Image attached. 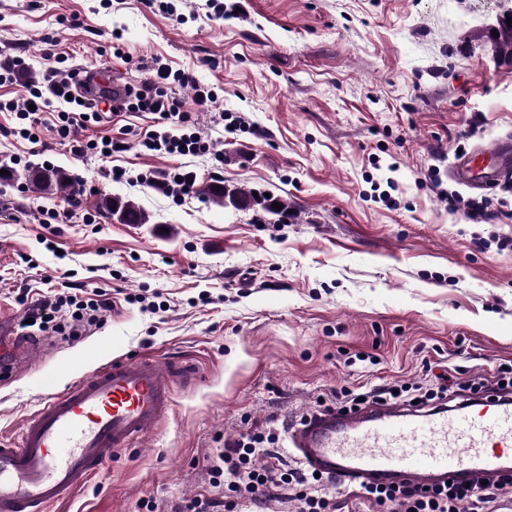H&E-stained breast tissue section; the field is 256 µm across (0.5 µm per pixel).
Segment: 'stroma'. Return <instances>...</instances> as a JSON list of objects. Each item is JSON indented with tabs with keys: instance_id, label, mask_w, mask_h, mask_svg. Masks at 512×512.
<instances>
[{
	"instance_id": "stroma-1",
	"label": "stroma",
	"mask_w": 512,
	"mask_h": 512,
	"mask_svg": "<svg viewBox=\"0 0 512 512\" xmlns=\"http://www.w3.org/2000/svg\"><path fill=\"white\" fill-rule=\"evenodd\" d=\"M235 17L206 0H0V63L23 58L0 99L41 79L47 53L65 67H105L136 85L154 66L191 70L214 86L203 107L174 93L211 153L142 152L146 113L104 112L87 137L125 141L104 160L75 157L40 115L38 143L8 135L0 159L20 155L0 185V307L21 322L26 303L79 288L108 311L49 346L20 377L0 382V438H15L40 402L42 374L100 350L197 363L171 413L140 445L54 512H142L209 487L208 459L247 428L281 431L319 398L424 378L425 361L469 380L512 362V250L480 237L511 235L512 220L468 223L449 214L442 186L459 147L512 135V59L491 37L506 0H238ZM78 18L77 27L66 26ZM120 40H113V32ZM245 131L225 134L223 116ZM65 170L70 190L41 192L26 177ZM184 166L197 185L221 180L287 198L280 218L175 200L140 173ZM126 168L121 182L106 178ZM77 194L95 215L46 224L40 207ZM136 201L147 224H121L103 196Z\"/></svg>"
}]
</instances>
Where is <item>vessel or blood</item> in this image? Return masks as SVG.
I'll return each instance as SVG.
<instances>
[{
  "label": "vessel or blood",
  "mask_w": 512,
  "mask_h": 512,
  "mask_svg": "<svg viewBox=\"0 0 512 512\" xmlns=\"http://www.w3.org/2000/svg\"><path fill=\"white\" fill-rule=\"evenodd\" d=\"M92 88L119 101L126 85L98 68ZM466 187L512 177V138L458 159L450 171ZM45 350L18 336L0 315V381L27 369ZM190 365L138 355L108 359L67 382L43 379L39 408L16 441L0 442V512H46L99 475L114 452L142 442L173 407L177 380ZM292 455L305 469L354 483L459 484L512 468V404L494 398L456 409L378 404L367 410L323 409L290 427Z\"/></svg>",
  "instance_id": "obj_1"
}]
</instances>
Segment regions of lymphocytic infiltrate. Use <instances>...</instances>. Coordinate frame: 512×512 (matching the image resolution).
I'll return each mask as SVG.
<instances>
[{"instance_id": "f902f5d3", "label": "lymphocytic infiltrate", "mask_w": 512, "mask_h": 512, "mask_svg": "<svg viewBox=\"0 0 512 512\" xmlns=\"http://www.w3.org/2000/svg\"><path fill=\"white\" fill-rule=\"evenodd\" d=\"M82 84L81 70L72 68L63 72L52 68L43 83L28 87L25 99L0 103V112L9 113L15 121L11 135L31 139L38 129L39 112L49 107L51 98L66 97L70 107L57 112L55 130L59 139L69 145L71 153L77 157H102L116 152L117 144L112 139L83 137L87 121L99 120L100 113L96 98L91 92L82 91ZM175 84L191 87L202 105L216 97L213 88L199 83L192 72L159 69L146 82L128 87L119 107L154 115L155 130L144 133L139 141L145 151L169 156L208 153V140L196 131L194 123L180 110V102L171 90ZM107 306L103 299L77 294L58 295L28 308L26 315L38 330L62 333L66 327L58 319L60 312H68L71 321L78 323L94 320L96 313ZM459 387L455 376L439 374L434 382L422 386L401 384L395 388H374L361 396L341 391L335 398L340 409L350 404L358 405L363 398L375 402L397 398L428 405L447 398ZM278 441L274 433L249 431L238 439L225 442L223 448L210 458L207 467L211 486L223 488V496L214 498L201 493L176 503L173 512H237L238 507L246 503L261 510L277 496L292 498L296 512H336L337 496L347 492L359 500L363 512H490L491 504L512 497V478L508 476L489 479L485 484L477 481L432 490L405 485L388 488L359 485L351 490L338 482L328 488L323 477L298 469L286 470L270 461L269 448Z\"/></svg>"}]
</instances>
